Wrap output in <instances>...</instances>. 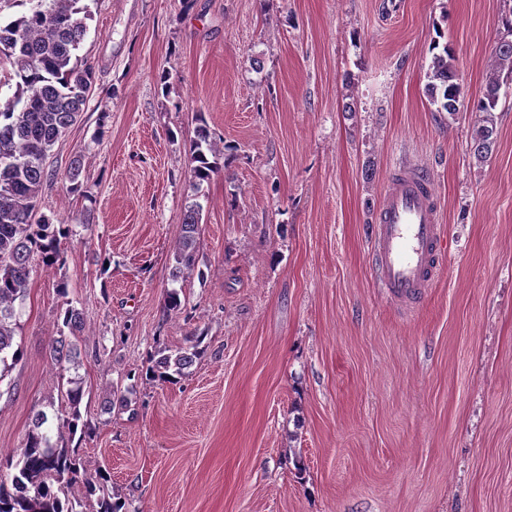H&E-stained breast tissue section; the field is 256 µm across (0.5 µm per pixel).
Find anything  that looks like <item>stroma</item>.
<instances>
[{
    "label": "stroma",
    "mask_w": 512,
    "mask_h": 512,
    "mask_svg": "<svg viewBox=\"0 0 512 512\" xmlns=\"http://www.w3.org/2000/svg\"><path fill=\"white\" fill-rule=\"evenodd\" d=\"M87 5L95 84L40 203L73 232L64 265L31 277L0 450L21 448L37 411L57 429L58 385L77 375L93 431L78 458L126 512H512V87L486 161L472 136L512 0ZM439 35L465 91L453 116L426 94ZM199 112L224 165L196 270L175 281ZM406 165L429 176L446 243L411 306L377 287L371 260ZM69 304L83 313L75 370L48 349ZM195 331L203 352L177 383L129 381Z\"/></svg>",
    "instance_id": "35a3bbf8"
}]
</instances>
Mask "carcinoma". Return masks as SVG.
I'll list each match as a JSON object with an SVG mask.
<instances>
[{
    "mask_svg": "<svg viewBox=\"0 0 512 512\" xmlns=\"http://www.w3.org/2000/svg\"><path fill=\"white\" fill-rule=\"evenodd\" d=\"M81 0H0V13L16 6L23 10L0 19V382L9 369L23 358V349L14 342L20 328L21 310L36 269L52 268L62 260L57 249L60 237L71 231L63 220L39 213L44 187L54 179L46 160L56 141L77 123L88 107L95 80V67L78 56L87 34L90 17ZM432 60L426 93L438 111L453 116L463 104L464 91L456 82L448 44L435 40L429 47ZM512 82V40L495 48L494 64L486 73L483 96L473 106L482 114L474 129L475 153L485 159L495 142L496 110L502 87ZM197 137L190 152L194 166L193 193L186 202L183 234L175 245L172 280L194 271L201 235V216L208 196L202 189L219 170L224 148L207 126L202 113L195 115ZM84 154L73 157L67 180L69 191L81 192L78 178ZM62 327L71 334L82 330L81 311L70 305L59 313ZM204 336L186 337L188 346L151 360L145 378L170 382L184 375L201 355ZM56 362L77 363L78 344L63 338L49 342ZM65 396L69 411L62 430L52 436L45 428V412L31 421L14 468L12 489L0 484V512H79L82 500L97 497L96 512H123L124 503L104 493L98 471L82 481V498L72 495L79 472L74 450L63 445L62 434L86 436L81 422L83 387L68 379Z\"/></svg>",
    "mask_w": 512,
    "mask_h": 512,
    "instance_id": "carcinoma-1",
    "label": "carcinoma"
}]
</instances>
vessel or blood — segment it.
I'll list each match as a JSON object with an SVG mask.
<instances>
[{
    "label": "vessel or blood",
    "instance_id": "1",
    "mask_svg": "<svg viewBox=\"0 0 512 512\" xmlns=\"http://www.w3.org/2000/svg\"><path fill=\"white\" fill-rule=\"evenodd\" d=\"M372 238L375 277L391 298L408 300L429 288L443 240L436 198L419 169L389 180Z\"/></svg>",
    "mask_w": 512,
    "mask_h": 512
}]
</instances>
